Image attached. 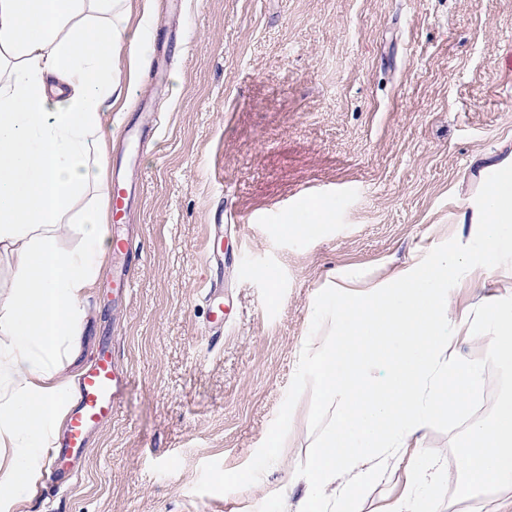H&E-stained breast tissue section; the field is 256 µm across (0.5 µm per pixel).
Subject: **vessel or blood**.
<instances>
[{
	"instance_id": "1",
	"label": "vessel or blood",
	"mask_w": 512,
	"mask_h": 512,
	"mask_svg": "<svg viewBox=\"0 0 512 512\" xmlns=\"http://www.w3.org/2000/svg\"><path fill=\"white\" fill-rule=\"evenodd\" d=\"M140 256V249L129 237L113 235L112 257L117 268L112 286L116 294L128 293L132 286L129 268L132 261ZM204 299L208 304L207 327L214 336H221L224 332L223 291L217 284L208 283ZM124 380L125 373L111 350H100L79 379L76 404L68 414L57 453L50 465L54 480L66 477L73 461L85 453L91 433L111 420L115 398Z\"/></svg>"
}]
</instances>
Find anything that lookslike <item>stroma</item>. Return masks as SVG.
<instances>
[{
  "label": "stroma",
  "instance_id": "1",
  "mask_svg": "<svg viewBox=\"0 0 512 512\" xmlns=\"http://www.w3.org/2000/svg\"><path fill=\"white\" fill-rule=\"evenodd\" d=\"M132 0L152 49L176 42L168 82L148 74L108 137L155 113L138 155L111 153L126 180L125 224L143 261L112 297L104 267L87 301L89 366L103 344L127 374L110 422L93 432L68 490L41 485L28 512H279L308 486L300 470L333 413L302 365L325 341L315 313L326 279L352 266L377 279L448 222L478 175L474 160L512 151V0ZM306 198L319 229L293 236L285 214ZM224 217V260L208 265V224ZM214 271L234 317L205 327L202 279ZM470 418L420 435L433 485L409 486L403 449L355 498L386 512L411 488L448 512ZM289 437L270 459L267 440Z\"/></svg>",
  "mask_w": 512,
  "mask_h": 512
}]
</instances>
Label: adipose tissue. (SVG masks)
<instances>
[{
  "label": "adipose tissue",
  "instance_id": "1",
  "mask_svg": "<svg viewBox=\"0 0 512 512\" xmlns=\"http://www.w3.org/2000/svg\"><path fill=\"white\" fill-rule=\"evenodd\" d=\"M130 14L129 0H0V512L35 496L74 400L84 302L109 256L102 118L123 110L144 64ZM448 221L470 225L466 242L430 235L382 280L353 270L326 282L328 339L306 345L304 362L336 415L301 469L309 492L297 512H349L388 449L417 447L433 419L464 411L486 361L457 356L458 337L512 366V154L480 169ZM74 230L80 247L63 251ZM489 278L504 296L453 306L456 289ZM470 433L458 501L493 491L497 512H512V395ZM343 472L353 481L331 493Z\"/></svg>",
  "mask_w": 512,
  "mask_h": 512
}]
</instances>
